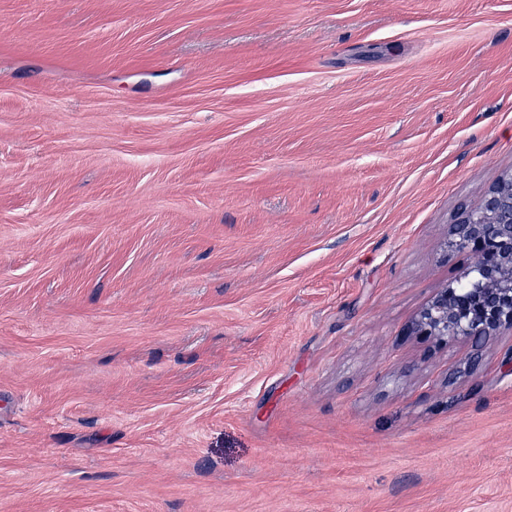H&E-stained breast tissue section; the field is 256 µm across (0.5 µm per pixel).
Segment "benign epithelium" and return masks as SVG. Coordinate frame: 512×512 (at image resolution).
<instances>
[{
  "mask_svg": "<svg viewBox=\"0 0 512 512\" xmlns=\"http://www.w3.org/2000/svg\"><path fill=\"white\" fill-rule=\"evenodd\" d=\"M450 248L472 262L455 285L440 289L408 332L441 343L468 340L475 348L512 332V170L453 226Z\"/></svg>",
  "mask_w": 512,
  "mask_h": 512,
  "instance_id": "1",
  "label": "benign epithelium"
}]
</instances>
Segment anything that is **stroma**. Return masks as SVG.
Wrapping results in <instances>:
<instances>
[{"label":"stroma","instance_id":"stroma-1","mask_svg":"<svg viewBox=\"0 0 512 512\" xmlns=\"http://www.w3.org/2000/svg\"><path fill=\"white\" fill-rule=\"evenodd\" d=\"M510 169L512 0H0V512H512ZM459 221L450 248L469 253L472 262L456 285L440 289L419 311L408 332L441 343L472 342V370L486 339L512 332V170Z\"/></svg>","mask_w":512,"mask_h":512}]
</instances>
